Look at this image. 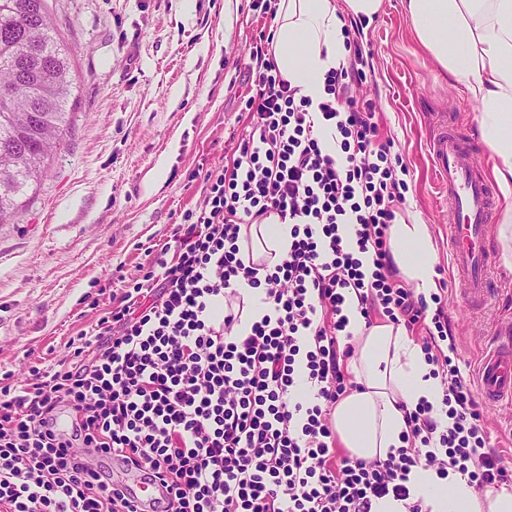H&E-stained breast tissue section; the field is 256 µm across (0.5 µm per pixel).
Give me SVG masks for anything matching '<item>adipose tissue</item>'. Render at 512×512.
Here are the masks:
<instances>
[{
    "instance_id": "obj_1",
    "label": "adipose tissue",
    "mask_w": 512,
    "mask_h": 512,
    "mask_svg": "<svg viewBox=\"0 0 512 512\" xmlns=\"http://www.w3.org/2000/svg\"><path fill=\"white\" fill-rule=\"evenodd\" d=\"M381 0H282L273 60L282 77L319 97L326 72L345 65L349 51L344 13L371 17ZM418 43L457 83L479 112L484 142L496 156L493 173L506 201L502 233L512 235V0H405ZM253 243L277 263L288 249L289 230L277 216L252 225ZM389 245L395 264L417 292L436 288L435 256L427 225L394 224ZM343 314L358 348L354 371L364 392L337 402L334 425L352 455L374 459L399 447L406 429L405 408L420 401L439 404L442 388L424 352L403 329L390 324L366 327L357 299H347ZM414 490L432 512H512V492L477 495L459 474L440 480L419 469Z\"/></svg>"
}]
</instances>
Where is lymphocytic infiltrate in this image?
Listing matches in <instances>:
<instances>
[{
    "label": "lymphocytic infiltrate",
    "instance_id": "obj_1",
    "mask_svg": "<svg viewBox=\"0 0 512 512\" xmlns=\"http://www.w3.org/2000/svg\"><path fill=\"white\" fill-rule=\"evenodd\" d=\"M272 43H253L250 128L227 165L206 172L202 209L183 213L140 279L110 289L70 358L24 385L0 379V512H377L387 497L431 512L411 490L415 468L442 480L456 472L481 490L512 484V467L486 445L470 381L441 347L452 337L444 295L417 294L394 265L388 232L406 204L407 166L373 100L355 90L367 53L355 47L353 64L328 71L316 104L281 76ZM273 214L290 240L271 266L244 254L242 234ZM243 281L265 311L242 333ZM351 291L366 321L424 329L452 420L440 427L420 401L401 446L371 461L333 447L330 409L361 388L342 369L354 348L339 342ZM307 382L314 402H291ZM63 410L73 419L65 433ZM131 474L155 500L124 491Z\"/></svg>",
    "mask_w": 512,
    "mask_h": 512
}]
</instances>
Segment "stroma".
<instances>
[{
  "label": "stroma",
  "instance_id": "stroma-1",
  "mask_svg": "<svg viewBox=\"0 0 512 512\" xmlns=\"http://www.w3.org/2000/svg\"><path fill=\"white\" fill-rule=\"evenodd\" d=\"M250 0H46L54 35L70 54L67 129L46 172L0 224V375L16 384L69 357L99 317L89 301L113 271L141 276L144 250L163 245L185 210L204 204L198 168L225 163L248 127L242 97L250 45L274 18ZM351 36L371 55L362 85L383 136L408 167L405 219L428 224L448 285L445 311L462 374L477 378L482 355L512 332V250L500 240L501 208L489 226L495 296L470 303L448 249V201L430 142L453 124L479 134L473 103L416 44L403 0H382L353 18ZM487 445L512 463V399L485 410Z\"/></svg>",
  "mask_w": 512,
  "mask_h": 512
}]
</instances>
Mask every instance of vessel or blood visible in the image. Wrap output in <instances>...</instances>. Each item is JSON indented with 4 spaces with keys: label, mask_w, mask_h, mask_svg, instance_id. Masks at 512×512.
I'll use <instances>...</instances> for the list:
<instances>
[{
    "label": "vessel or blood",
    "mask_w": 512,
    "mask_h": 512,
    "mask_svg": "<svg viewBox=\"0 0 512 512\" xmlns=\"http://www.w3.org/2000/svg\"><path fill=\"white\" fill-rule=\"evenodd\" d=\"M475 148L473 139L451 125L442 127L430 143L433 169L448 187L450 265L461 279L464 296L482 304L491 293L488 224L494 193L473 157ZM477 395L485 405L512 398V338L483 358Z\"/></svg>",
    "instance_id": "b4317fda"
}]
</instances>
